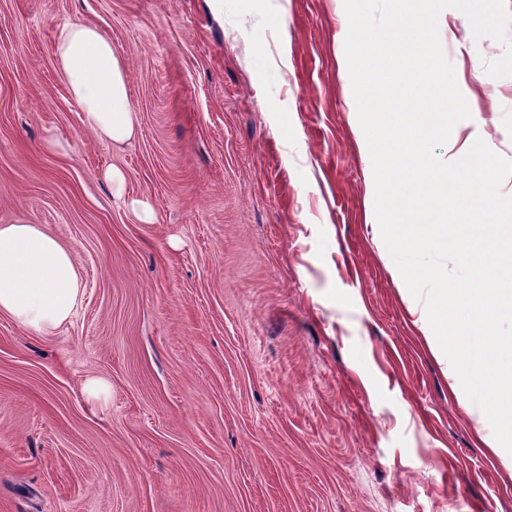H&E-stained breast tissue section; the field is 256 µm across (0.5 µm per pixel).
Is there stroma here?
Returning a JSON list of instances; mask_svg holds the SVG:
<instances>
[{
	"label": "stroma",
	"mask_w": 512,
	"mask_h": 512,
	"mask_svg": "<svg viewBox=\"0 0 512 512\" xmlns=\"http://www.w3.org/2000/svg\"><path fill=\"white\" fill-rule=\"evenodd\" d=\"M74 20L125 59L127 143L57 71ZM347 32L343 0H0V224L46 225L85 280L50 335L0 315V512H512V454L382 240ZM438 33L512 160L485 69L512 24Z\"/></svg>",
	"instance_id": "35a3bbf8"
}]
</instances>
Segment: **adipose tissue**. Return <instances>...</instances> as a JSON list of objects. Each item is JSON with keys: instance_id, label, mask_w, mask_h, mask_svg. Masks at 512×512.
I'll return each mask as SVG.
<instances>
[{"instance_id": "adipose-tissue-1", "label": "adipose tissue", "mask_w": 512, "mask_h": 512, "mask_svg": "<svg viewBox=\"0 0 512 512\" xmlns=\"http://www.w3.org/2000/svg\"><path fill=\"white\" fill-rule=\"evenodd\" d=\"M58 71L98 139L128 141L136 128L127 70L110 38L81 21L64 24L55 43ZM84 294L72 250L44 225L0 224V314L36 336L69 323Z\"/></svg>"}]
</instances>
